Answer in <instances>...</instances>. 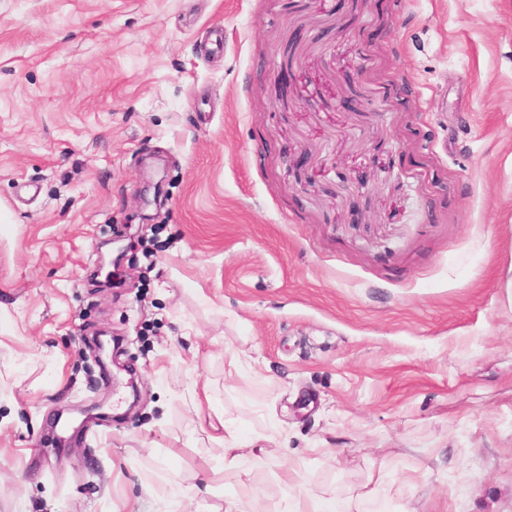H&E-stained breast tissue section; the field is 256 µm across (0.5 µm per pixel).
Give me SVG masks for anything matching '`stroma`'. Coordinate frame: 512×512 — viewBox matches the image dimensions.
<instances>
[{
  "label": "stroma",
  "instance_id": "stroma-1",
  "mask_svg": "<svg viewBox=\"0 0 512 512\" xmlns=\"http://www.w3.org/2000/svg\"><path fill=\"white\" fill-rule=\"evenodd\" d=\"M511 282L512 0H0V512H512Z\"/></svg>",
  "mask_w": 512,
  "mask_h": 512
}]
</instances>
